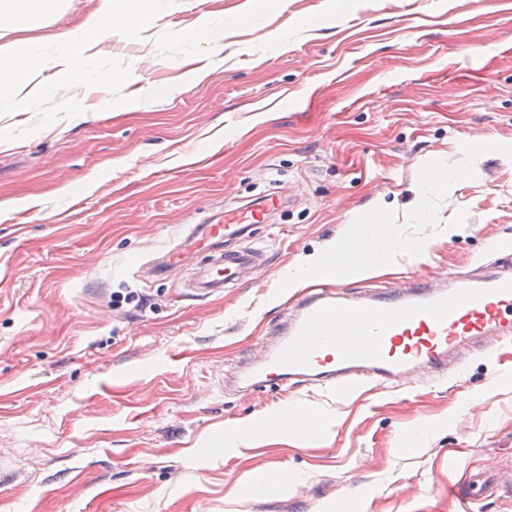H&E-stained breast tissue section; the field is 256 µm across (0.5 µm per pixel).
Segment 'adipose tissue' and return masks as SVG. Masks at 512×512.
<instances>
[{
	"mask_svg": "<svg viewBox=\"0 0 512 512\" xmlns=\"http://www.w3.org/2000/svg\"><path fill=\"white\" fill-rule=\"evenodd\" d=\"M63 0H0V32H23L56 17ZM145 13L144 0H97L95 9L59 40V52L48 59L35 46L0 45V95L9 96L16 109L42 91L47 81H84L83 52L112 34L114 21L139 27Z\"/></svg>",
	"mask_w": 512,
	"mask_h": 512,
	"instance_id": "ef3b65f1",
	"label": "adipose tissue"
}]
</instances>
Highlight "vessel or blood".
<instances>
[{"label": "vessel or blood", "instance_id": "vessel-or-blood-1", "mask_svg": "<svg viewBox=\"0 0 512 512\" xmlns=\"http://www.w3.org/2000/svg\"><path fill=\"white\" fill-rule=\"evenodd\" d=\"M264 210V204H253L235 223L203 225V242L222 251L210 274L198 281L199 292L214 295L228 284L244 286L263 265L258 249L226 250L222 243L248 237ZM492 248L500 259L491 275L444 284L418 281L400 291L349 299L335 291L337 268L374 253L360 225H349L342 252L327 258L311 289L292 304L264 359L246 369V380L285 384L320 377L352 395L371 380L400 377L420 366L445 368L450 353L467 340L512 339V246L496 242Z\"/></svg>", "mask_w": 512, "mask_h": 512}]
</instances>
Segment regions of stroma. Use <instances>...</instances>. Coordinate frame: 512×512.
Returning <instances> with one entry per match:
<instances>
[{"label": "stroma", "instance_id": "obj_1", "mask_svg": "<svg viewBox=\"0 0 512 512\" xmlns=\"http://www.w3.org/2000/svg\"><path fill=\"white\" fill-rule=\"evenodd\" d=\"M148 2L86 52L96 82L0 100V512H460L448 485L477 475L472 512H512V341L354 396L231 381L347 225L385 228L348 296L479 275L512 243V0ZM94 7L24 37L54 55ZM270 193L248 285L197 295L198 254L156 271ZM290 410L318 433L275 430Z\"/></svg>", "mask_w": 512, "mask_h": 512}]
</instances>
